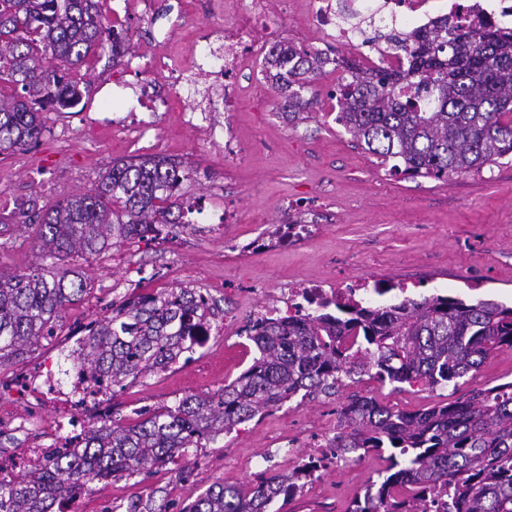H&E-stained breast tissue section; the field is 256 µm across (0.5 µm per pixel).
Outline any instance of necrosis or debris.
I'll return each mask as SVG.
<instances>
[{"label": "necrosis or debris", "instance_id": "obj_1", "mask_svg": "<svg viewBox=\"0 0 512 512\" xmlns=\"http://www.w3.org/2000/svg\"><path fill=\"white\" fill-rule=\"evenodd\" d=\"M215 13L236 16L235 25L224 31L220 62L211 70L212 77L223 79L224 98L219 107L230 111L247 91L246 83L258 75L260 61L279 53L280 42L267 30L262 19L267 0H211ZM303 10L311 33L318 39H340L349 55L360 58V69L405 70L401 55L389 52L376 60L360 53L348 26L349 20L387 19L392 23L411 21L418 33L429 32L440 22L452 29H512V0H304ZM140 72L164 75L171 87L168 94L153 98L137 95L136 108L150 112L172 108L184 73L181 58L169 52L165 59H149L140 63ZM360 285L343 288L332 283L308 282L282 290L279 297L283 313L301 317L320 303L353 304L358 300ZM69 390L56 387L49 360L36 369L16 374L0 372V431L23 435L29 452L27 462H34L39 448H71L79 430L90 421L106 418L112 398L109 383L94 380L81 365L72 368ZM70 404L68 415H61L57 402Z\"/></svg>", "mask_w": 512, "mask_h": 512}]
</instances>
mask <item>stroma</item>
<instances>
[{
  "label": "stroma",
  "mask_w": 512,
  "mask_h": 512,
  "mask_svg": "<svg viewBox=\"0 0 512 512\" xmlns=\"http://www.w3.org/2000/svg\"><path fill=\"white\" fill-rule=\"evenodd\" d=\"M150 10L127 14L128 56L160 53L159 38L208 44L227 17L209 12L205 0H151ZM90 86L84 107L43 113L39 143L0 156V269L22 274L38 263L36 232L20 211L42 209L68 195L93 189L113 161L139 157L137 148L112 135V119L128 114V103L142 85L161 86L160 76L135 74L126 58L98 52L88 65ZM340 80L324 71L303 95L315 99L307 112H288L269 83L258 82L232 114L235 134L246 156L228 162L223 151L185 127L179 113H166L152 131V155L182 161L190 170L181 185L183 199L197 203L191 220L206 228L202 246L192 251L174 242L140 241L87 259L68 258L64 267L88 278L91 289L61 313L58 333L96 308L112 313L101 283L152 275L153 287L192 286L204 276L210 304L223 315L222 329L197 351V368L172 365L138 378L112 400L113 420H133L141 405L159 408L186 394L217 391L247 369L254 344L241 334L256 305L280 288L302 282L341 284L388 281L395 288L381 296L387 304L432 294L466 301L495 299L512 306V160L448 179L413 177L378 164L331 116ZM232 220H225V208ZM319 233L299 245L269 248L251 255L231 254L262 230L306 219ZM512 381V350L500 351L458 387L381 383L367 375L345 380L335 394H314L273 409L261 420L219 435L208 447L191 449L187 459L149 477L117 479L100 486L96 500L126 512L130 501H193L214 483L243 485L255 474L286 473L294 465L277 454L279 441L333 436L341 406L353 397H371L389 407L415 411L456 401L468 391ZM386 466L367 454L338 463L276 512H346L356 495Z\"/></svg>",
  "instance_id": "stroma-1"
}]
</instances>
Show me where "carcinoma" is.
I'll list each match as a JSON object with an SVG mask.
<instances>
[{
    "instance_id": "cac0c4a2",
    "label": "carcinoma",
    "mask_w": 512,
    "mask_h": 512,
    "mask_svg": "<svg viewBox=\"0 0 512 512\" xmlns=\"http://www.w3.org/2000/svg\"><path fill=\"white\" fill-rule=\"evenodd\" d=\"M384 40L408 54L407 71L377 81L355 72L339 89L337 121L368 151L411 176L435 178L512 155V32L450 34L437 26L420 39L394 30ZM106 41L112 56L121 55L125 38L100 0H0V85L17 89L0 94V155L39 142L41 112L82 102V80L72 73ZM267 64L292 87L288 110L314 104L300 90L321 70L315 53L289 45ZM186 178L175 160H122L94 191L25 213L36 230L40 268L0 272V367L52 338L64 307L87 293L84 275L57 262L99 255L152 224L183 223V210L173 211L169 199ZM205 308L196 289L167 288L95 323L77 358L115 394L193 351ZM246 332L258 356L235 380L130 423L85 431L77 448L55 451L1 481L0 512H55L57 499H73L90 483L129 479L185 458L300 394H334L343 376L373 370L382 383L456 388L491 355L512 349V306L405 296L375 307L338 304L301 318L266 316ZM330 445L344 460L392 449L389 465L347 512H429L432 494L443 487V512H512V382L409 412L355 397L341 408ZM302 472H262L246 487L214 484L187 512H269L277 499L288 501L290 482Z\"/></svg>"
}]
</instances>
